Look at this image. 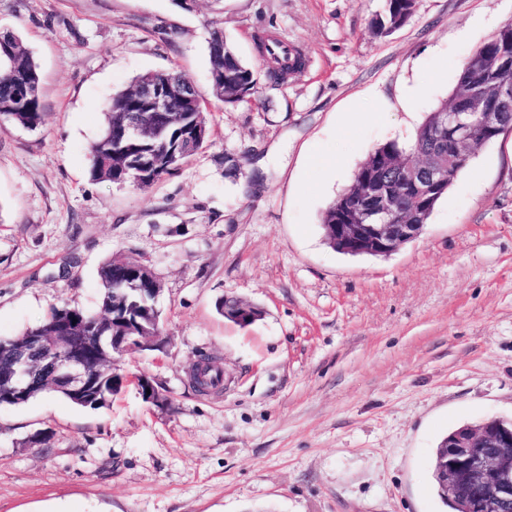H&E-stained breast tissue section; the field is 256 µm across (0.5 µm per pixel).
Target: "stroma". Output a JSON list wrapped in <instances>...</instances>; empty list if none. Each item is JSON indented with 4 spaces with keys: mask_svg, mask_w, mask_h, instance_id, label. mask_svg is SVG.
<instances>
[{
    "mask_svg": "<svg viewBox=\"0 0 512 512\" xmlns=\"http://www.w3.org/2000/svg\"><path fill=\"white\" fill-rule=\"evenodd\" d=\"M385 0H0L41 78L44 122L0 123V336L62 304L95 309L98 269L159 277L162 349L126 355L110 407L44 394L0 407V512H450L441 439L512 419V132L478 149L424 232L387 257L325 241L322 217L375 146L409 142L512 0H417L387 37ZM223 29L257 70L279 35L301 75L251 103L211 89ZM178 67L209 141L145 189L91 180L105 105ZM260 310L243 326L217 310ZM216 360L224 385L188 372ZM144 376L169 402H145ZM45 433L47 443L31 438Z\"/></svg>",
    "mask_w": 512,
    "mask_h": 512,
    "instance_id": "1",
    "label": "stroma"
}]
</instances>
